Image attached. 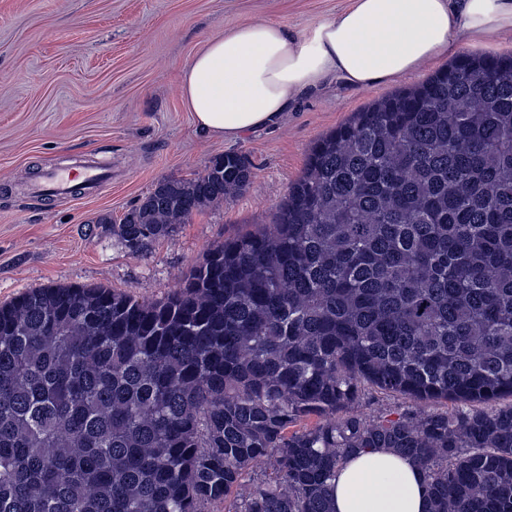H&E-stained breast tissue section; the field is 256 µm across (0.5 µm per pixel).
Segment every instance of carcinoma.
Wrapping results in <instances>:
<instances>
[{"mask_svg":"<svg viewBox=\"0 0 512 512\" xmlns=\"http://www.w3.org/2000/svg\"><path fill=\"white\" fill-rule=\"evenodd\" d=\"M226 152L163 178L112 233L133 254L251 184ZM371 386L512 398V54H464L310 148L274 223L148 302L48 286L0 305V512H336L370 448L430 512H512V405L371 418ZM324 422L287 433L311 416Z\"/></svg>","mask_w":512,"mask_h":512,"instance_id":"1","label":"carcinoma"}]
</instances>
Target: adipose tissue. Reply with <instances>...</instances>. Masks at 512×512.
<instances>
[{
    "mask_svg": "<svg viewBox=\"0 0 512 512\" xmlns=\"http://www.w3.org/2000/svg\"><path fill=\"white\" fill-rule=\"evenodd\" d=\"M507 32L512 0H351L301 32L266 21L211 37L182 68L183 101L198 132L237 140L281 124L303 95L388 85L455 55L461 43ZM334 496L336 512L430 509L423 470L382 448L351 458Z\"/></svg>",
    "mask_w": 512,
    "mask_h": 512,
    "instance_id": "1",
    "label": "adipose tissue"
}]
</instances>
